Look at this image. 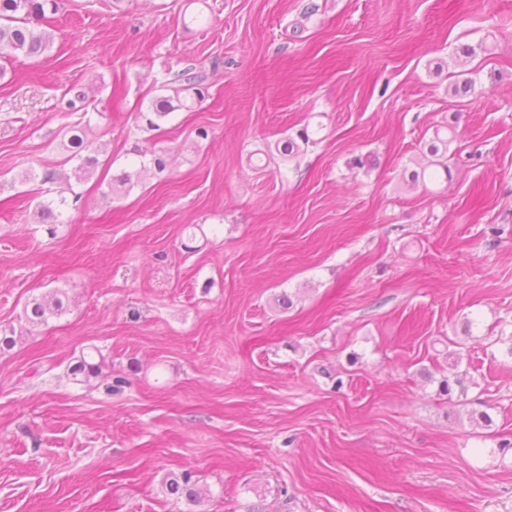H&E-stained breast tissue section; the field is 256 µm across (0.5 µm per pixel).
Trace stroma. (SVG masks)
Listing matches in <instances>:
<instances>
[{"label":"stroma","instance_id":"1","mask_svg":"<svg viewBox=\"0 0 512 512\" xmlns=\"http://www.w3.org/2000/svg\"><path fill=\"white\" fill-rule=\"evenodd\" d=\"M58 4L44 55L0 57V512H512V0ZM191 64L205 98L151 128ZM71 88L105 164L42 224ZM447 123L451 179L409 184ZM62 310V301L57 292L38 299H33L24 309L25 321L31 325L46 323L50 316L57 315Z\"/></svg>","mask_w":512,"mask_h":512}]
</instances>
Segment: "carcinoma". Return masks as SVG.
<instances>
[{
    "label": "carcinoma",
    "mask_w": 512,
    "mask_h": 512,
    "mask_svg": "<svg viewBox=\"0 0 512 512\" xmlns=\"http://www.w3.org/2000/svg\"><path fill=\"white\" fill-rule=\"evenodd\" d=\"M57 10L56 0H0V54L23 55L29 58L41 56L52 42V33L44 28L48 24L47 12ZM208 75L203 68L194 65L186 67L164 80L160 85L161 94L150 102L149 112L153 119L149 120L151 127H156V122L168 117L170 114L190 109L186 91H193L195 98L204 97V91L208 90ZM475 86V81L467 71L458 72L457 79L448 87L453 94L466 93ZM453 128H448L447 134H441V129H436L433 137L424 145L431 156L428 165L444 172H449L448 164L444 158L448 157L450 144L453 141ZM93 143L87 140L83 130L70 127L63 137V147L68 153V160L77 162L72 169V174H60L56 171H47L42 176V183L55 184L61 182L67 185V190H72L71 180L82 182L87 180L94 172L97 158L88 155L92 151ZM66 205V198L60 197L58 205L53 202H39L36 214L45 222L57 217L56 211ZM62 310V301L57 293L43 296L29 302L24 309L25 321L31 325L43 324L53 315ZM451 360L450 367L453 373L443 377L440 381V392L444 396H453L455 387L463 385L462 374L457 372L460 353L452 351L448 354ZM104 360L91 362L86 357H81L72 368L71 374L81 376V381L87 382L92 377L101 374ZM169 492L179 498L188 500L197 496L196 489L190 485V477L184 475L174 478L169 483Z\"/></svg>",
    "instance_id": "carcinoma-1"
}]
</instances>
